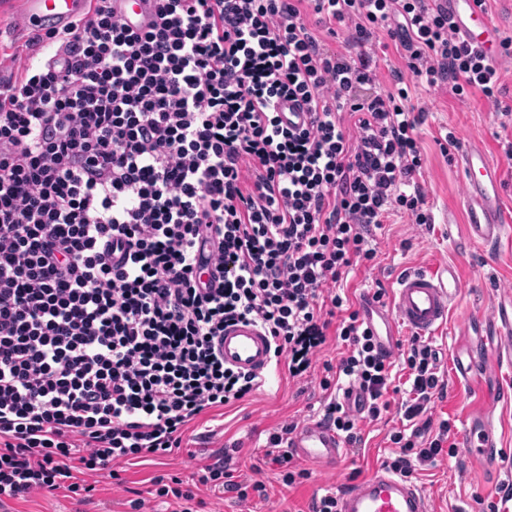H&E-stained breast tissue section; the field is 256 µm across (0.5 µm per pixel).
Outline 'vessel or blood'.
Here are the masks:
<instances>
[{
	"label": "vessel or blood",
	"mask_w": 512,
	"mask_h": 512,
	"mask_svg": "<svg viewBox=\"0 0 512 512\" xmlns=\"http://www.w3.org/2000/svg\"><path fill=\"white\" fill-rule=\"evenodd\" d=\"M441 2L448 9L457 38L481 50L491 62H500L501 31L491 16L477 7L475 0ZM21 5L26 24L49 28L75 19L85 11L87 2L21 0ZM461 164L466 183V235L470 241L494 245L506 230L500 198L501 171L482 146L470 141L464 144ZM459 291L460 281L451 265L412 271L397 281L390 300L364 293L359 303L360 319L375 337L380 351L391 357L400 349L401 330L429 336L441 329ZM464 334L467 347L457 356L455 369L463 378L477 379L486 374L491 355H503L512 347V314L500 308L491 319L468 321ZM218 348L225 364L239 371L260 374L272 367L271 338L254 322L242 320L225 327ZM460 441L473 462L483 466L500 463L488 414L470 416ZM345 448L337 431L320 420L297 428L288 443L290 454L300 461L328 467L339 463ZM339 502L340 512H432L429 499L420 488L380 469L345 488Z\"/></svg>",
	"instance_id": "obj_1"
}]
</instances>
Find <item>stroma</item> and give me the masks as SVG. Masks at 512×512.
<instances>
[{"label": "stroma", "instance_id": "stroma-1", "mask_svg": "<svg viewBox=\"0 0 512 512\" xmlns=\"http://www.w3.org/2000/svg\"><path fill=\"white\" fill-rule=\"evenodd\" d=\"M35 30L25 26L16 0H0V77L14 68L13 56H25ZM413 105L424 108L419 136L424 153L420 182L426 193L431 223H413L408 215L390 213L372 245L377 252L373 267H355L343 287L351 303L364 292L391 291L394 281L407 271H428L444 264L456 265L461 292L453 303L448 323L431 335L429 344L439 355L438 368L446 384L444 397L427 411L433 421L449 420L453 432L476 410H487L499 438L504 465L482 466L471 462L464 449L455 457H440L417 466L411 483L427 493L434 512H492L496 489L512 486V362L492 367L485 383L468 382L456 376L454 359L462 350V324L466 317L487 318L500 307L512 305V245L485 247L466 240L463 224L466 190L462 177L461 151L443 153L439 144L446 132L468 137L486 149L503 171L502 203L512 224V159L506 158L500 138L512 135V116L502 117L482 96L453 95L447 86L412 85ZM319 375L293 379L285 366L272 368L263 387L223 411L202 414L190 424L182 446L164 458L146 457L128 465L117 464L119 480L99 476L92 503L82 504L63 493L43 494L20 504V512H130L132 491L145 489L159 474L190 481L209 452L237 445L236 473L245 482H265L264 501H237L233 495H218L200 489L205 512H308L314 494L340 492L350 481L363 478L382 467L395 450L389 436L399 430L402 419L393 396L391 408L374 421L361 424L364 443L347 453L333 469L311 468V476L294 487L283 486L274 471L263 464L264 445L269 432L286 422L306 423L321 418L323 392Z\"/></svg>", "mask_w": 512, "mask_h": 512}]
</instances>
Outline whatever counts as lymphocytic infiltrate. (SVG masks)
<instances>
[{
  "label": "lymphocytic infiltrate",
  "mask_w": 512,
  "mask_h": 512,
  "mask_svg": "<svg viewBox=\"0 0 512 512\" xmlns=\"http://www.w3.org/2000/svg\"><path fill=\"white\" fill-rule=\"evenodd\" d=\"M144 2L134 26L115 0H88L45 32L53 52L0 79V512L61 490L89 501L113 462L169 456L202 413L259 389L216 346L238 319L292 378L328 338L343 346L323 365L322 419L360 448L361 419L391 406L394 363L336 286L375 259L390 206L431 221L424 111L403 83L499 101L498 68L440 0ZM348 23L353 53L326 48L319 28ZM381 31L406 52L387 94L366 50ZM403 360L407 428L387 467L407 478L456 445L448 421L423 418L444 393L437 353L415 336ZM343 379L368 394L364 414L335 395ZM295 429L264 453L287 486L308 477L286 450ZM232 460L210 453L198 484L265 498ZM150 497L202 506L175 476L152 477L133 512Z\"/></svg>",
  "instance_id": "lymphocytic-infiltrate-1"
}]
</instances>
